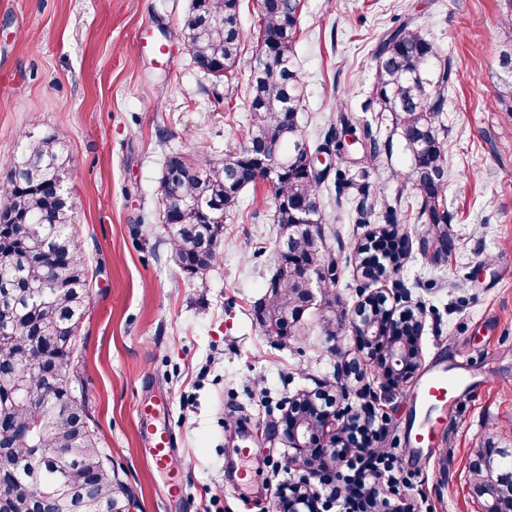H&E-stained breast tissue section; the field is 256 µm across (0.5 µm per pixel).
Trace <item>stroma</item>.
<instances>
[{
    "label": "stroma",
    "instance_id": "stroma-1",
    "mask_svg": "<svg viewBox=\"0 0 512 512\" xmlns=\"http://www.w3.org/2000/svg\"><path fill=\"white\" fill-rule=\"evenodd\" d=\"M503 0H304L294 65L304 86L300 113L310 143L336 104L360 111L369 98L380 35L409 19L451 59L454 79L441 117L447 136L448 258L417 219L413 191L398 178L410 156L391 113H368L382 146L366 181L374 206L390 203L410 253L380 281L356 253L383 218L356 223L355 191L322 192L323 245L336 262L334 307L310 310L294 333L265 332L260 304L275 273L281 239L265 184L243 190L224 218L218 263L188 277L173 262L161 223L164 161L197 147L214 159L247 131L245 84L255 64V0H241L245 47L221 83L200 70L171 34L190 0H0V178L28 136L58 135L81 246L95 276L74 378L99 446L126 487L130 512H250L275 486L306 475L276 431L298 392H326L335 406L362 412L390 466L410 476L402 499L413 512H486L472 463L492 448L512 450V119L499 110L506 74L499 54L512 42L500 26ZM167 45L142 51L138 33ZM405 293L423 316L420 370L437 351L465 352L485 378L454 408L447 443L425 464L403 452L414 418V382L386 385L355 349L351 326L368 293ZM347 314L327 335L330 312ZM166 398L159 424L175 429L171 469L143 453L139 401ZM260 453L243 460L244 442ZM248 470L252 481L236 488Z\"/></svg>",
    "mask_w": 512,
    "mask_h": 512
}]
</instances>
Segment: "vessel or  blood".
<instances>
[{
  "mask_svg": "<svg viewBox=\"0 0 512 512\" xmlns=\"http://www.w3.org/2000/svg\"><path fill=\"white\" fill-rule=\"evenodd\" d=\"M478 384V376L470 370L467 360L451 363L442 357L430 366L412 395L415 414L408 430L411 446L406 450L410 459L421 460L440 446L448 432L453 407ZM168 406V401L162 398L141 404L138 409L144 450L155 465L164 469L172 464L178 436L169 427L154 425L153 419L166 413Z\"/></svg>",
  "mask_w": 512,
  "mask_h": 512,
  "instance_id": "b4317fda",
  "label": "vessel or blood"
}]
</instances>
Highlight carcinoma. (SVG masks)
I'll use <instances>...</instances> for the list:
<instances>
[{
    "instance_id": "cac0c4a2",
    "label": "carcinoma",
    "mask_w": 512,
    "mask_h": 512,
    "mask_svg": "<svg viewBox=\"0 0 512 512\" xmlns=\"http://www.w3.org/2000/svg\"><path fill=\"white\" fill-rule=\"evenodd\" d=\"M304 0H257L256 66L246 85L249 129L245 141L214 162L193 148L168 157L160 182L164 231L179 268L199 275L219 258L224 214L241 192L256 185L258 141L284 159L271 184L275 223L294 240L310 268L325 259L298 224H321V187H357L350 169L314 171L308 155H358L367 169L381 146L368 122L343 104L323 140L309 145L299 121L303 83L293 56ZM176 37L194 64L219 82L236 66L243 33L239 0H191ZM372 95L362 111L389 112L407 152L400 173L412 187L427 232L448 251L445 208V126L438 123L453 71L422 31L402 20L382 37ZM509 79L498 89L501 111L512 117V47L500 54ZM56 137H28L0 182V512H126L128 494L112 474L90 426L85 401L73 385L80 329L92 297L70 191L61 178ZM312 281L279 262L262 305L265 331L281 335ZM475 488L487 512L512 506V454L487 452L474 467Z\"/></svg>"
}]
</instances>
